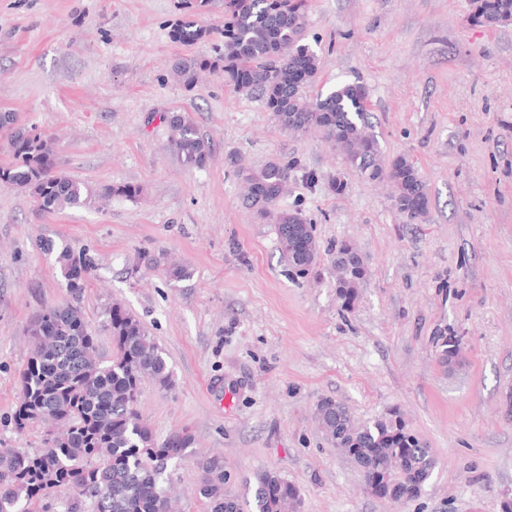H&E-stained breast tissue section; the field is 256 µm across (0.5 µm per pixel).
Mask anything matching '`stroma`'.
Wrapping results in <instances>:
<instances>
[{
    "label": "stroma",
    "mask_w": 512,
    "mask_h": 512,
    "mask_svg": "<svg viewBox=\"0 0 512 512\" xmlns=\"http://www.w3.org/2000/svg\"><path fill=\"white\" fill-rule=\"evenodd\" d=\"M0 0V112L54 137L58 171L91 187L132 184L134 199H92L52 213L0 181V448L43 445L17 429L29 323L64 303L49 242L95 265L80 302L110 361L105 311L120 304L164 351L172 386H140L156 440L185 429L193 455L171 469L177 512H207L202 462L224 489L274 472L298 512H502L512 504V23L471 22L470 0H311L306 41L319 56L308 97L364 85L382 160L403 155L429 195L424 222L391 189L349 168L318 134L282 131L262 99L223 72L188 87L172 65L224 53V0ZM191 17L203 42H174ZM189 113L208 140L201 168L168 149L166 112ZM296 161L279 206L298 210L319 244L316 280L290 276L275 227L242 198L238 166ZM345 183L343 193L331 184ZM355 245L365 278L344 309L330 273ZM180 264L189 279L170 278ZM462 363L444 367V339ZM356 419L397 409L436 460L421 496L394 503L321 432L322 399Z\"/></svg>",
    "instance_id": "1"
}]
</instances>
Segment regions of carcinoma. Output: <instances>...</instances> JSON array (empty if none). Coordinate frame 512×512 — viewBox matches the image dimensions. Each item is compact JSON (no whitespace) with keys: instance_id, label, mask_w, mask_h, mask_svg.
<instances>
[{"instance_id":"obj_1","label":"carcinoma","mask_w":512,"mask_h":512,"mask_svg":"<svg viewBox=\"0 0 512 512\" xmlns=\"http://www.w3.org/2000/svg\"><path fill=\"white\" fill-rule=\"evenodd\" d=\"M308 9V0H224V56L180 61L175 73L191 87L201 71L224 72L237 91L258 94L280 128L294 134L319 132L362 176L387 180L394 206L410 221H425V182L404 156L381 163L363 86L345 84L314 99L303 93L319 69L316 52L305 43ZM471 19L489 27L511 22L512 0H472ZM209 35L187 17L172 29V39L185 46ZM162 119L171 129L170 150L177 160L185 167H203L210 147L188 113L171 112ZM0 134L11 153V161L0 166V181L29 194L43 212L79 208L94 196L140 195L133 185L95 191L60 173L52 139L33 126L16 125L12 112H0ZM294 167L293 161L274 160L257 169L241 166L237 175L246 185L248 208L275 225L288 267L299 277H317L313 225L297 210L278 208ZM54 247L71 299L43 308L30 323L32 347L21 374L16 425L23 429L48 417L63 430L53 441L44 438L43 447L32 453L0 450V512H52V493L58 489L74 492L66 512H79L84 499L91 500L94 512H169L167 467L190 455L194 438L183 429L157 442L137 409L143 379H153L162 389L172 385L163 351L133 314L114 304L106 310L113 355L103 364L80 306L93 261L64 241L49 245ZM332 267L337 296L349 309L365 275L362 256L343 243L336 247ZM318 407L325 437L335 446L359 449L353 461L364 470L366 482L377 486V497L402 499L411 488L422 494L435 458L399 411L357 423L351 431L345 428L351 413L343 403L325 399ZM199 492L209 512H288L299 502L297 488L275 473L257 477L250 500L228 495L224 466L216 459L202 465Z\"/></svg>"}]
</instances>
